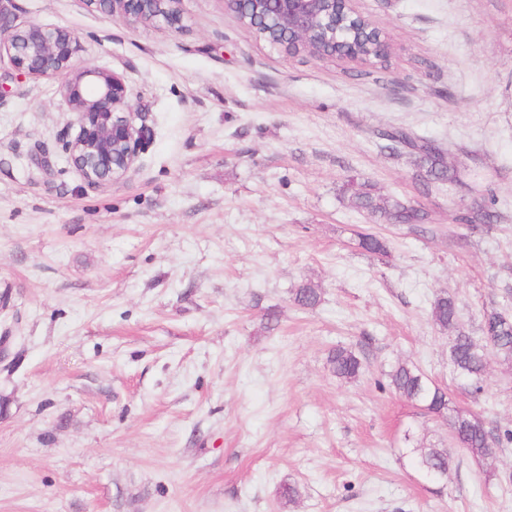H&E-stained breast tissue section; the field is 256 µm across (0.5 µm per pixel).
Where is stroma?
Segmentation results:
<instances>
[{"mask_svg": "<svg viewBox=\"0 0 512 512\" xmlns=\"http://www.w3.org/2000/svg\"><path fill=\"white\" fill-rule=\"evenodd\" d=\"M354 6L387 65L288 56L224 0H185L183 32L14 0L124 76L148 138L125 180L89 188L58 82L0 60V512H512V365L490 356L473 393L431 319L450 294L480 343L484 309L512 311V0ZM398 127L458 182L424 188L380 137ZM351 176L431 223L372 224L341 200ZM492 196L498 222L462 224ZM368 227L387 254L358 247ZM339 346L357 379L332 373ZM399 361L480 414L491 457L389 387ZM416 445L449 450L444 478ZM329 365L334 375L345 381L358 377L362 362L355 350L349 347H337L329 355Z\"/></svg>", "mask_w": 512, "mask_h": 512, "instance_id": "obj_1", "label": "stroma"}]
</instances>
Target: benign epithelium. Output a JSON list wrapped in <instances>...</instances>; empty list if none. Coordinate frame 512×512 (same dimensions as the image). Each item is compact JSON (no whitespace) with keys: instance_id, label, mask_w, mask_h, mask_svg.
Returning <instances> with one entry per match:
<instances>
[{"instance_id":"obj_1","label":"benign epithelium","mask_w":512,"mask_h":512,"mask_svg":"<svg viewBox=\"0 0 512 512\" xmlns=\"http://www.w3.org/2000/svg\"><path fill=\"white\" fill-rule=\"evenodd\" d=\"M0 0V52L6 51L18 74L33 80L57 79L66 110L75 116L77 133L62 149L83 181L91 188L123 181L145 146L144 127L136 126L139 113L129 104L124 77L112 70L77 63L78 39L67 28L30 21L19 23ZM238 18L248 29L266 30L283 43L302 41L317 20V0H250ZM328 26L316 58L359 60L357 36L336 37V30L351 19L364 33L386 38L385 33L358 12L354 0H329ZM93 11L118 16L145 26L186 28L184 0H82Z\"/></svg>"}]
</instances>
